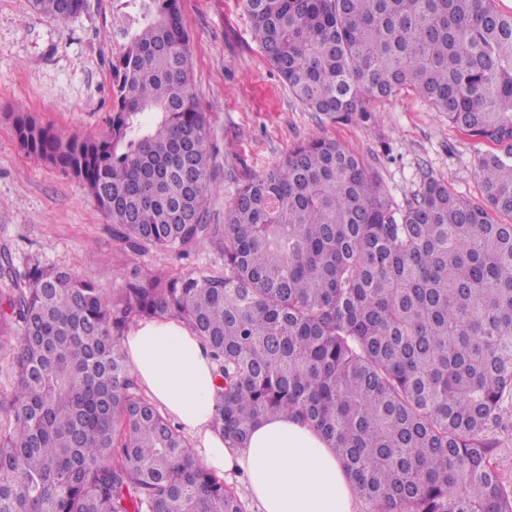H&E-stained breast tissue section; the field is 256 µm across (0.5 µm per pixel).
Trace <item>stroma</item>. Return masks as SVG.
<instances>
[{
    "label": "stroma",
    "mask_w": 512,
    "mask_h": 512,
    "mask_svg": "<svg viewBox=\"0 0 512 512\" xmlns=\"http://www.w3.org/2000/svg\"><path fill=\"white\" fill-rule=\"evenodd\" d=\"M193 69L189 89L209 123L214 192L212 223L248 177L281 163L297 142L319 136L360 154L380 173L395 204L418 192L424 175L477 201L474 158L488 151L413 92L371 103V116L336 123L306 110L264 58L241 0H181ZM117 0H88L67 24L33 10L30 0H0V245L17 266L35 259L99 276L110 258L106 291L121 287L146 266L169 275L220 276L224 258L203 244L188 259L159 250L133 253L112 235L79 180L27 155L13 132V115L33 114L62 137L104 132L112 113V59L121 50L113 35Z\"/></svg>",
    "instance_id": "35a3bbf8"
}]
</instances>
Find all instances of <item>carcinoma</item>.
<instances>
[{"label":"carcinoma","instance_id":"carcinoma-1","mask_svg":"<svg viewBox=\"0 0 512 512\" xmlns=\"http://www.w3.org/2000/svg\"><path fill=\"white\" fill-rule=\"evenodd\" d=\"M108 129L13 117L22 150L85 184L132 252L224 275L137 268L117 298L69 268L21 272L0 247V512H244L224 478L136 392L134 319L187 324L219 365L213 428L245 448L287 414L316 430L375 512H512L490 433L512 427V14L495 0H242L307 110L368 116L403 90L470 136L483 202L424 179L404 208L364 159L313 137L207 223L208 120L189 91L180 0H117ZM66 24L87 0H31Z\"/></svg>","mask_w":512,"mask_h":512}]
</instances>
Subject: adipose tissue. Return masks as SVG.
Listing matches in <instances>:
<instances>
[{"label":"adipose tissue","mask_w":512,"mask_h":512,"mask_svg":"<svg viewBox=\"0 0 512 512\" xmlns=\"http://www.w3.org/2000/svg\"><path fill=\"white\" fill-rule=\"evenodd\" d=\"M134 375L152 400L197 437L202 462L243 475L260 512H356V492L341 460L311 427L279 415L231 448L212 427L216 367L203 340L171 320L142 321L122 341Z\"/></svg>","instance_id":"adipose-tissue-1"}]
</instances>
